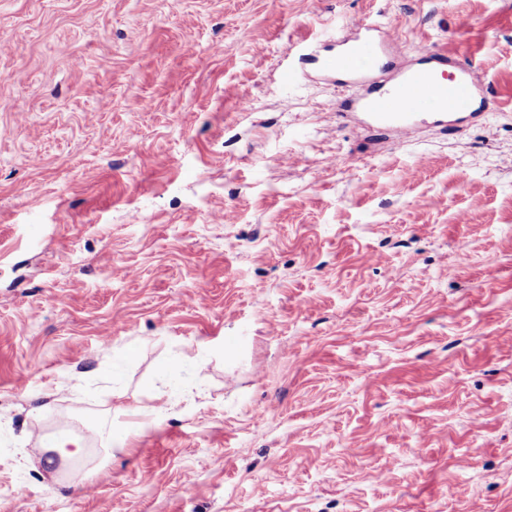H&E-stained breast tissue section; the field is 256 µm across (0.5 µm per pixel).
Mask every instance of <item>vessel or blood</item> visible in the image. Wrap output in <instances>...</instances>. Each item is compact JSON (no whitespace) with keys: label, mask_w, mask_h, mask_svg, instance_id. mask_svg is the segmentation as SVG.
<instances>
[{"label":"vessel or blood","mask_w":512,"mask_h":512,"mask_svg":"<svg viewBox=\"0 0 512 512\" xmlns=\"http://www.w3.org/2000/svg\"><path fill=\"white\" fill-rule=\"evenodd\" d=\"M356 37L348 42L325 38L323 51L288 48L284 83L291 84L306 68L336 76L365 88L362 97L351 101L360 131H396L409 135L419 125L432 124L445 131L480 121L486 106V91L475 79L472 68L449 70L448 58L430 49L414 50L413 65L391 72L388 41L377 37L378 27L369 21L355 22Z\"/></svg>","instance_id":"vessel-or-blood-1"}]
</instances>
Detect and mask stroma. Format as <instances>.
<instances>
[{
  "label": "stroma",
  "mask_w": 512,
  "mask_h": 512,
  "mask_svg": "<svg viewBox=\"0 0 512 512\" xmlns=\"http://www.w3.org/2000/svg\"><path fill=\"white\" fill-rule=\"evenodd\" d=\"M351 19L496 105L282 88ZM60 507L512 512V0H0V512ZM39 446L54 448L62 458H73L81 454L84 448V440L81 436L63 433L41 440Z\"/></svg>",
  "instance_id": "35a3bbf8"
}]
</instances>
